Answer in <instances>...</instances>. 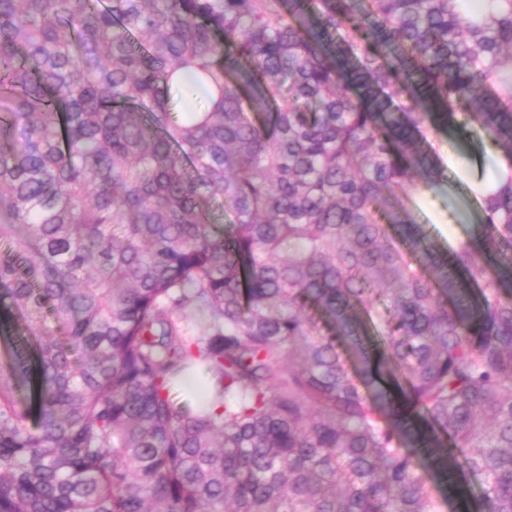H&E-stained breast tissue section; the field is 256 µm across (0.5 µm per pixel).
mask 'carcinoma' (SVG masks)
<instances>
[{
    "mask_svg": "<svg viewBox=\"0 0 512 512\" xmlns=\"http://www.w3.org/2000/svg\"><path fill=\"white\" fill-rule=\"evenodd\" d=\"M506 100L512 0H0V512H512ZM427 118L508 168L448 252Z\"/></svg>",
    "mask_w": 512,
    "mask_h": 512,
    "instance_id": "1",
    "label": "carcinoma"
}]
</instances>
